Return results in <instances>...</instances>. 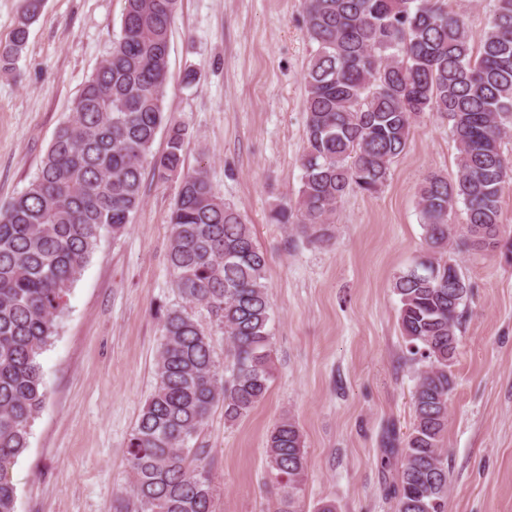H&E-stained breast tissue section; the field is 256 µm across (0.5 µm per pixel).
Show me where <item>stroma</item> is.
<instances>
[{
  "mask_svg": "<svg viewBox=\"0 0 512 512\" xmlns=\"http://www.w3.org/2000/svg\"><path fill=\"white\" fill-rule=\"evenodd\" d=\"M302 0H179L164 110L186 130L183 169L252 224L269 263L270 389L249 415L214 408L194 439L215 491L213 512H273L266 440L289 415L303 434L305 512H397L381 464L388 432L413 421L418 367L401 335L394 276L419 254L416 190L456 173L448 118L414 121L405 151L374 194L352 191L321 243L272 210L294 200L305 146L304 73L315 50ZM124 0H43L13 70L0 72V206L36 176L84 81L121 33ZM193 83H185L187 71ZM178 178L145 175L143 204L119 237L104 235L42 353L48 387L11 477L18 512H112L128 486L126 441L154 387L158 306L180 305L167 261ZM471 284L448 399L446 512H512V258L455 251Z\"/></svg>",
  "mask_w": 512,
  "mask_h": 512,
  "instance_id": "1",
  "label": "stroma"
}]
</instances>
